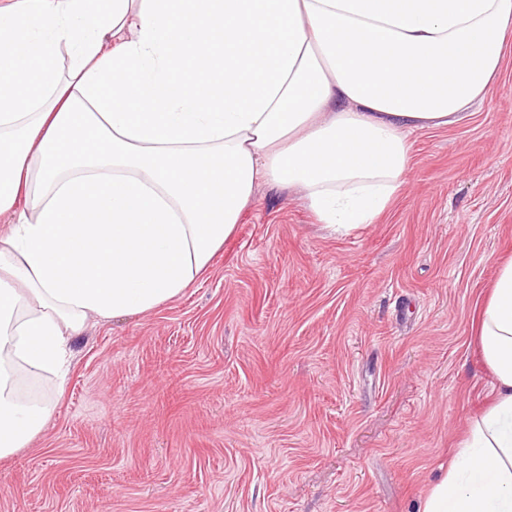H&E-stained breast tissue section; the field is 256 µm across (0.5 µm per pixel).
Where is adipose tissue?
<instances>
[{"label":"adipose tissue","instance_id":"obj_1","mask_svg":"<svg viewBox=\"0 0 512 512\" xmlns=\"http://www.w3.org/2000/svg\"><path fill=\"white\" fill-rule=\"evenodd\" d=\"M511 46L512 0H0V458L49 418L13 361L65 378L89 318L177 298L260 184L376 223ZM477 338L491 401L419 512H512V259Z\"/></svg>","mask_w":512,"mask_h":512}]
</instances>
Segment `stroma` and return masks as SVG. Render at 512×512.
<instances>
[{
    "label": "stroma",
    "instance_id": "1",
    "mask_svg": "<svg viewBox=\"0 0 512 512\" xmlns=\"http://www.w3.org/2000/svg\"><path fill=\"white\" fill-rule=\"evenodd\" d=\"M411 142L376 224L260 185L178 298L90 322L0 512H418L493 381L471 317L512 258V53Z\"/></svg>",
    "mask_w": 512,
    "mask_h": 512
}]
</instances>
